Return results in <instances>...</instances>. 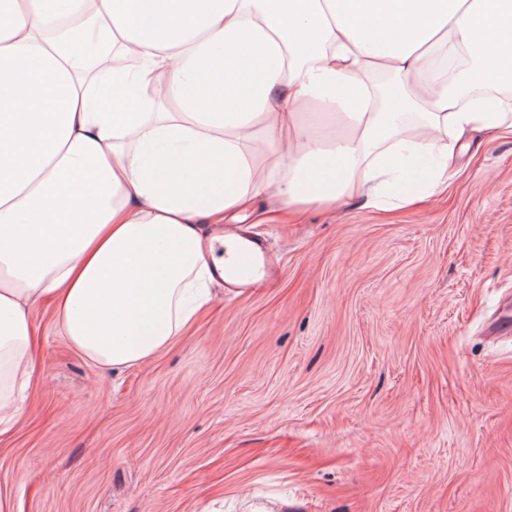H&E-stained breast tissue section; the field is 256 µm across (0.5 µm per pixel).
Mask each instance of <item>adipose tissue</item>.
<instances>
[{"label":"adipose tissue","mask_w":512,"mask_h":512,"mask_svg":"<svg viewBox=\"0 0 512 512\" xmlns=\"http://www.w3.org/2000/svg\"><path fill=\"white\" fill-rule=\"evenodd\" d=\"M465 54L452 82L429 73ZM411 86L379 107L369 74ZM512 0H0V426L34 313L101 370L141 365L214 298L207 227L438 194L474 135L512 134Z\"/></svg>","instance_id":"1"}]
</instances>
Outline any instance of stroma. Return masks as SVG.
I'll return each instance as SVG.
<instances>
[{
  "label": "stroma",
  "instance_id": "1",
  "mask_svg": "<svg viewBox=\"0 0 512 512\" xmlns=\"http://www.w3.org/2000/svg\"><path fill=\"white\" fill-rule=\"evenodd\" d=\"M242 225L279 280L144 365L98 370L37 312L11 512H512V135L414 206Z\"/></svg>",
  "mask_w": 512,
  "mask_h": 512
}]
</instances>
